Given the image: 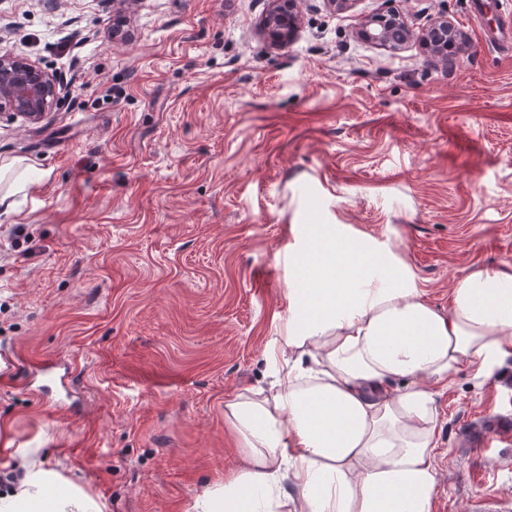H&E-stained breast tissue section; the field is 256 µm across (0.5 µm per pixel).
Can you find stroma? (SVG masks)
<instances>
[{"mask_svg":"<svg viewBox=\"0 0 512 512\" xmlns=\"http://www.w3.org/2000/svg\"><path fill=\"white\" fill-rule=\"evenodd\" d=\"M0 0V53L59 75L36 124L0 121V163L41 182L0 210V356L52 354L77 407L0 383V471L25 448L106 512H191L241 462L224 402L262 384L288 315L300 225L386 243L424 298L512 268V38L472 0ZM399 10L412 38L363 39ZM439 17L464 51L433 55ZM437 388L431 512H512V357ZM272 6L262 21L263 28L276 46L286 44L298 25L297 0H271ZM460 34V31L447 18H437L426 29L423 37L432 50L437 52L448 37L457 41Z\"/></svg>","mask_w":512,"mask_h":512,"instance_id":"1","label":"stroma"}]
</instances>
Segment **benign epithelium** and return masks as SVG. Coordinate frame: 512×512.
I'll list each match as a JSON object with an SVG mask.
<instances>
[{
    "instance_id": "1",
    "label": "benign epithelium",
    "mask_w": 512,
    "mask_h": 512,
    "mask_svg": "<svg viewBox=\"0 0 512 512\" xmlns=\"http://www.w3.org/2000/svg\"><path fill=\"white\" fill-rule=\"evenodd\" d=\"M272 6L262 21L263 28L276 46L286 44L298 25L297 0H271ZM412 30L399 11L369 17L361 27V36L380 45L397 48L405 44ZM460 31L446 18L435 19L424 33L432 50L449 38L459 39ZM63 85L36 64L7 54L0 55V118H21L39 122L49 104L61 99Z\"/></svg>"
}]
</instances>
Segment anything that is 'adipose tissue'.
<instances>
[{
  "label": "adipose tissue",
  "mask_w": 512,
  "mask_h": 512,
  "mask_svg": "<svg viewBox=\"0 0 512 512\" xmlns=\"http://www.w3.org/2000/svg\"><path fill=\"white\" fill-rule=\"evenodd\" d=\"M288 318L267 382L224 403L242 466L193 512H430L439 488L433 386L461 364L494 376L512 353V271L456 279L427 302L402 260L340 224L302 228ZM83 486L26 461L0 512H104Z\"/></svg>",
  "instance_id": "1"
}]
</instances>
